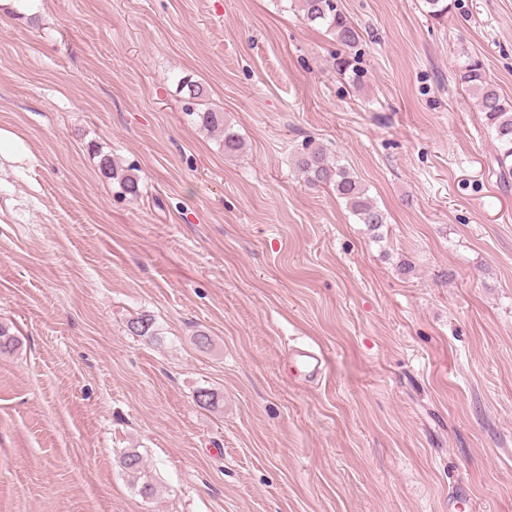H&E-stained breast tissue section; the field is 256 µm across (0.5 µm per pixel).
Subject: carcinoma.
<instances>
[{"instance_id":"1","label":"carcinoma","mask_w":512,"mask_h":512,"mask_svg":"<svg viewBox=\"0 0 512 512\" xmlns=\"http://www.w3.org/2000/svg\"><path fill=\"white\" fill-rule=\"evenodd\" d=\"M290 8L303 23L318 26L334 37L337 43L352 48L359 40V32L349 19L337 8L336 0H288ZM460 79L476 99L478 111L482 112L486 125L496 142V161L499 167L512 173V100L506 99L498 86L486 76L484 63L469 57L461 68ZM197 123L203 129L218 132L223 137L224 153L234 155L243 149V141L233 128L224 123V113L212 108L192 110ZM298 173L311 187H329L336 196L345 201L358 223L375 231L387 223V216L368 196L362 183L339 160L330 158L318 147H308L295 163ZM98 167L109 179L118 182L121 193L131 200L140 196L138 176L124 173L110 154H99ZM128 330L141 337L156 336L154 319L146 314L131 318ZM19 341L10 332V327L0 323V353L11 354ZM121 462L134 481L141 479L142 460L135 451L122 454Z\"/></svg>"}]
</instances>
